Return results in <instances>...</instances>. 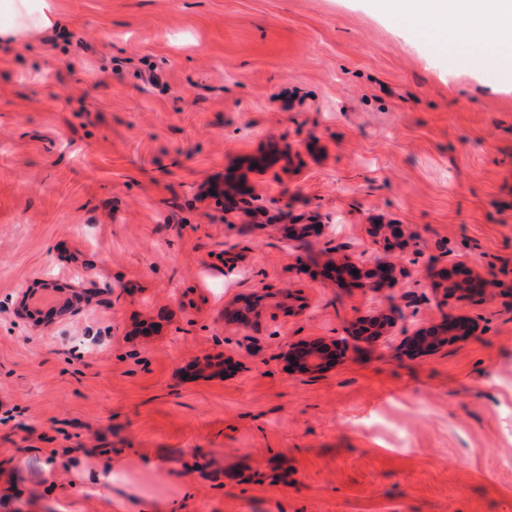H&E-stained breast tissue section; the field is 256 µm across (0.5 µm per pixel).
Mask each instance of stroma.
I'll use <instances>...</instances> for the list:
<instances>
[{
  "label": "stroma",
  "mask_w": 512,
  "mask_h": 512,
  "mask_svg": "<svg viewBox=\"0 0 512 512\" xmlns=\"http://www.w3.org/2000/svg\"><path fill=\"white\" fill-rule=\"evenodd\" d=\"M0 39V490L31 501L60 448L109 452L175 512H512V76L437 52L371 0H49ZM266 209L248 222L220 189ZM212 187L202 195V186ZM294 224H326L306 252ZM389 224L399 243L371 230ZM400 259L412 327L476 319L431 356L358 346L293 377L288 341L340 336L385 296L321 250ZM241 246L232 273L224 251ZM495 278L440 306L450 264ZM56 280L108 287L74 317L20 318ZM251 344L224 304L259 285ZM232 355V373L195 360ZM272 289L263 285L258 291L255 293V299H257V305L254 308H248L244 310L243 308H234L237 304L234 300L230 302L227 306L224 307V317L227 319V314L232 310H239L241 314L238 318H235L233 321L236 323L241 329L248 331L259 330L261 326V319L263 317L264 310L261 306V302L264 298H281V300L277 301L276 306L282 309L288 310V313H292L294 310L292 308V302L294 300V295L283 294L280 291L272 292Z\"/></svg>",
  "instance_id": "35a3bbf8"
}]
</instances>
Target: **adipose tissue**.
<instances>
[{
    "instance_id": "obj_1",
    "label": "adipose tissue",
    "mask_w": 512,
    "mask_h": 512,
    "mask_svg": "<svg viewBox=\"0 0 512 512\" xmlns=\"http://www.w3.org/2000/svg\"><path fill=\"white\" fill-rule=\"evenodd\" d=\"M383 11L421 24L437 46L462 45L483 65L512 73V0H376ZM40 0H0V36L18 38L49 25ZM68 471L79 492L107 512H167L115 470L107 454L91 462L67 453L51 459L46 474Z\"/></svg>"
}]
</instances>
